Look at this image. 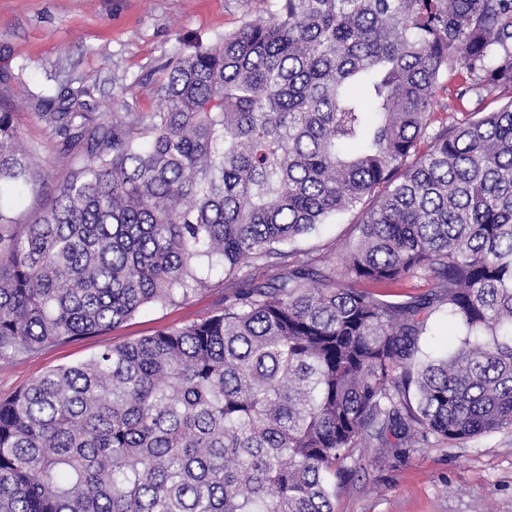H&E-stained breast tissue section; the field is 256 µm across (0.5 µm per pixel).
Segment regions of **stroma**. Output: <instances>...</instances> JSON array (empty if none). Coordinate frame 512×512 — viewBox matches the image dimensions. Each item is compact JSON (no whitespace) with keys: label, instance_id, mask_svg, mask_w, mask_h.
<instances>
[{"label":"stroma","instance_id":"35a3bbf8","mask_svg":"<svg viewBox=\"0 0 512 512\" xmlns=\"http://www.w3.org/2000/svg\"><path fill=\"white\" fill-rule=\"evenodd\" d=\"M279 0H0V109L14 112L20 139L35 155L40 179L24 188L15 212L29 220L50 204L65 164L31 103L67 86L84 92L95 111L112 108L126 88L130 111L162 108V68L213 45L246 23L269 20ZM355 214L329 220L290 244L291 252L339 262L357 236ZM188 301L152 306L107 333L50 347L0 363V400L8 399L48 370L80 363L104 347L221 310L228 294L222 269ZM451 317L433 304L419 357L446 352ZM349 477L336 485L335 512H512V427L461 440L429 438L412 448H366L349 462Z\"/></svg>","mask_w":512,"mask_h":512}]
</instances>
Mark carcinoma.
<instances>
[{"label": "carcinoma", "instance_id": "obj_1", "mask_svg": "<svg viewBox=\"0 0 512 512\" xmlns=\"http://www.w3.org/2000/svg\"><path fill=\"white\" fill-rule=\"evenodd\" d=\"M160 93L148 116L41 100L67 169L25 223L7 200L37 166L0 111V360L184 302L216 265L232 289L0 400V512H335L360 448L512 426V0H281ZM348 211L340 265L288 263ZM437 301L460 338L419 362Z\"/></svg>", "mask_w": 512, "mask_h": 512}]
</instances>
